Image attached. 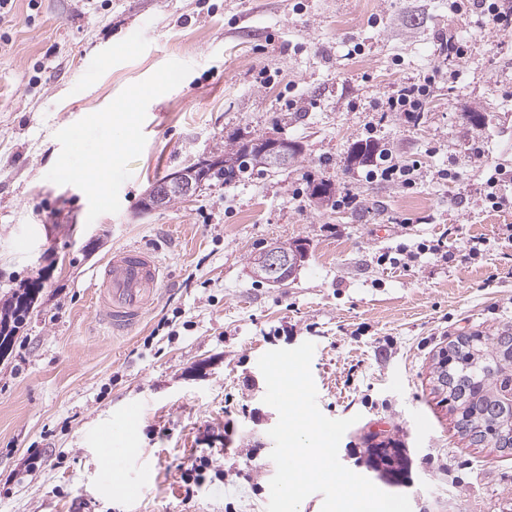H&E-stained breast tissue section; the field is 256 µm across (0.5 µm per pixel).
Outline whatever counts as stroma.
<instances>
[{
  "mask_svg": "<svg viewBox=\"0 0 512 512\" xmlns=\"http://www.w3.org/2000/svg\"><path fill=\"white\" fill-rule=\"evenodd\" d=\"M451 37L467 55L446 58ZM440 64L456 81L435 84L418 123L381 111ZM265 135L300 144L287 170L142 211L173 170ZM368 139L421 162L414 189L349 165ZM449 166L459 180L439 179ZM494 166L500 210L484 198ZM320 182L358 207L314 205ZM505 224L512 34L452 0H13L0 15V300L42 289L0 358V512H266L278 413L257 361L306 341L320 411L353 421L344 466L412 512H512V453L472 444L433 378L451 340L512 330ZM437 239L450 262L380 260ZM274 240L308 249L281 285L249 272ZM123 246L155 251L166 281L114 338L94 284ZM132 408L127 463L108 471L102 431ZM382 441L405 448L406 482L370 468ZM202 456L210 468L186 485Z\"/></svg>",
  "mask_w": 512,
  "mask_h": 512,
  "instance_id": "1",
  "label": "stroma"
}]
</instances>
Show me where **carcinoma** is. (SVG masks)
Returning a JSON list of instances; mask_svg holds the SVG:
<instances>
[{"label":"carcinoma","instance_id":"1","mask_svg":"<svg viewBox=\"0 0 512 512\" xmlns=\"http://www.w3.org/2000/svg\"><path fill=\"white\" fill-rule=\"evenodd\" d=\"M376 152L375 143L365 140L353 144L350 155L357 165L372 161ZM222 158L229 165H221L211 171L208 179H224L229 183L232 177L246 170L254 169V163L245 145L224 151ZM38 289L22 288L15 291L10 298L0 304V356L11 347L15 337L23 328L37 301ZM497 337L467 336L452 344L448 351L449 369L458 376L480 382L479 388H467L465 399L457 401L468 420L458 421L459 428L472 435L477 434L487 443L502 442L501 433L506 422L504 418L494 417L490 406L495 401L500 388L512 383V363L497 362L487 353V345ZM381 448L386 453L373 459L375 470L385 479L398 477L406 471V460L400 448Z\"/></svg>","mask_w":512,"mask_h":512}]
</instances>
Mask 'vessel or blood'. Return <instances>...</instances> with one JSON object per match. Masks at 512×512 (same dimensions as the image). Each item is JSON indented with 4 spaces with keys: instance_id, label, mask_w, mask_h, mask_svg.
Here are the masks:
<instances>
[{
    "instance_id": "obj_1",
    "label": "vessel or blood",
    "mask_w": 512,
    "mask_h": 512,
    "mask_svg": "<svg viewBox=\"0 0 512 512\" xmlns=\"http://www.w3.org/2000/svg\"><path fill=\"white\" fill-rule=\"evenodd\" d=\"M162 282L161 264L152 251L136 246L115 250L95 289L99 320L113 335L129 333L157 301Z\"/></svg>"
}]
</instances>
